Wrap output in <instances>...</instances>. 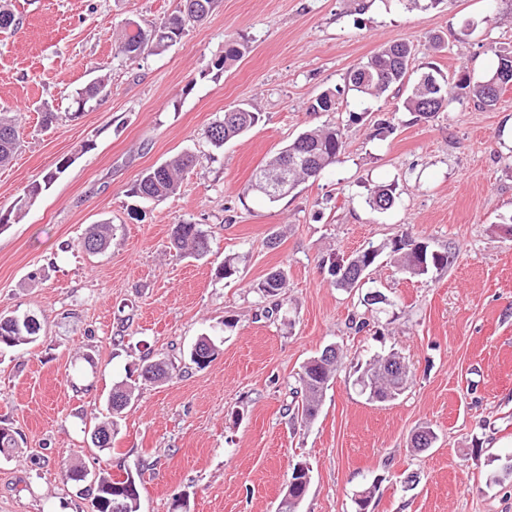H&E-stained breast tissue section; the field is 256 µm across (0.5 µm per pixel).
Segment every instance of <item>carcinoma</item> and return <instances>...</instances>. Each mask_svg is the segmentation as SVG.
Instances as JSON below:
<instances>
[{"mask_svg":"<svg viewBox=\"0 0 512 512\" xmlns=\"http://www.w3.org/2000/svg\"><path fill=\"white\" fill-rule=\"evenodd\" d=\"M217 0H177L174 10L163 17L160 22L149 29L142 27L137 31L129 30L122 35L119 49L131 58H138L144 53L158 54L165 51L180 38L186 29L206 19L216 8ZM243 44L238 41L228 43L224 56L213 63L220 71L231 61L241 55ZM498 59L495 74L472 81L467 74H462L455 83V88L463 90L476 99L479 106L491 108L500 98L501 92L493 91L490 82L495 75L507 67H512V51H497ZM412 48L406 42H391L382 45L373 55L359 62L348 75V89L355 92L359 101L365 103L377 99L390 88H409L406 108L423 120L434 118L445 110L453 100L448 92V81L432 71L423 72L411 78L409 62ZM259 121V113L247 108L231 113V119H219L211 123L206 131L210 143L221 148L229 140L241 135ZM19 134L16 118L7 112L0 113V165L9 163L18 146ZM342 131L337 126H319L310 128L297 135L287 146L273 155L253 172L243 188L246 195L261 196L270 202L277 201L283 195L295 190L300 184L321 177L338 160L343 150ZM195 157L189 152H182L170 157L161 165L144 173L134 188V193L147 199L160 201L175 193L180 186L183 173L193 166ZM68 165L61 162L55 170L45 176L44 184L30 187L25 203L29 204L39 196L43 187L51 185ZM395 202L394 188L390 185L374 187L368 198L369 206L374 210L385 211ZM110 226L97 225L84 237L80 246L89 253L101 252L108 243ZM170 245L176 250L185 251L195 256H202L209 251L210 242L206 232L197 224L180 223L172 227ZM390 253L397 256L402 270L415 275H425L432 269L448 266V253L435 252L417 240L411 233L405 232L389 243ZM383 248L372 244L344 258L328 259V272L334 277V284L344 290L353 289L357 282L343 274L341 265L351 260L359 261L371 271ZM287 274L279 269L269 273L258 282L254 289L262 297L281 294L285 288ZM41 328H32L18 317L12 322L0 315V350L13 349L33 343L40 336ZM214 343L209 336H203L190 350V360L198 368L208 366L212 359L206 354H196V349L207 348ZM392 354L375 355L355 370L353 385L367 400L385 403L395 400L408 385L409 372L397 376L389 370ZM339 350H334L331 357L324 353L310 358L298 376L301 409L297 414L305 423L314 421L321 407L322 398L331 380L339 368ZM170 364L164 359H154L145 364L138 378L149 382H162L169 378ZM138 382L134 379L123 380L112 387L109 404L115 414L125 410L136 398ZM17 432L0 426V456H10L18 443ZM95 485L94 500L98 502V512H111L112 500L119 497L126 503L124 512H139L141 479L128 473L125 480L113 479L108 473H100Z\"/></svg>","mask_w":512,"mask_h":512,"instance_id":"1","label":"carcinoma"}]
</instances>
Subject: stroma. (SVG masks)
Masks as SVG:
<instances>
[{
	"instance_id": "stroma-1",
	"label": "stroma",
	"mask_w": 512,
	"mask_h": 512,
	"mask_svg": "<svg viewBox=\"0 0 512 512\" xmlns=\"http://www.w3.org/2000/svg\"><path fill=\"white\" fill-rule=\"evenodd\" d=\"M17 27L0 30V108L20 148L0 166V211L24 199L63 159L67 170L0 228V314L38 318L32 344L0 351V426L21 434L0 458V512H91L94 489L68 470L141 477L139 512H277L293 463L310 467L299 512H512V89L495 109L461 96L427 121L390 89L369 104L346 77L389 41L409 43L410 70L456 81L489 76L512 50V0H219L165 52L120 53L128 22L142 27L174 0H8ZM244 55L213 69L227 41ZM105 87L78 108L96 78ZM336 107L314 112L322 93ZM238 106L259 122L214 148L205 129ZM58 123L42 127V112ZM361 113L353 123L350 113ZM395 131L379 137L380 121ZM335 125L340 160L278 201L243 196L254 170L301 131ZM189 151L195 166L161 201L134 195L146 170ZM396 187L384 212L368 191ZM201 225L207 256L170 246V228ZM108 248L80 247L96 224ZM411 232L449 254L413 276L382 253L373 280L336 288L323 258L348 256ZM238 271L224 278L225 257ZM288 273L283 302L255 284ZM380 291L385 308L367 305ZM278 306L276 317L263 310ZM215 338L203 369L190 347ZM341 367L314 422L290 406L302 365L326 345ZM396 352L410 379L394 401L352 386L357 364ZM174 366L145 383L118 419L110 448L89 428L109 419L116 382L144 361ZM434 430L433 448H411Z\"/></svg>"
}]
</instances>
